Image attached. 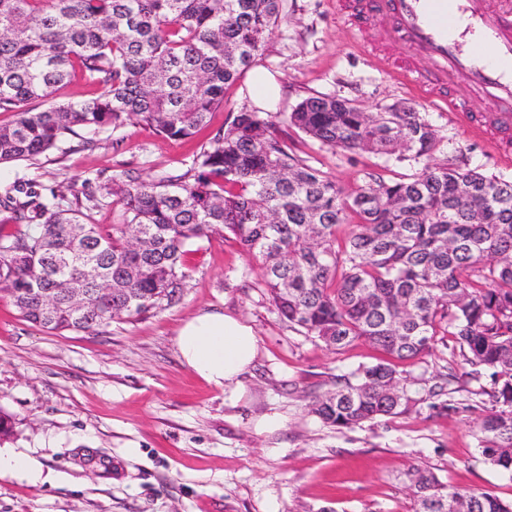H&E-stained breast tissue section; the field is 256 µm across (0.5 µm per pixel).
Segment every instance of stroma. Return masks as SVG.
I'll return each mask as SVG.
<instances>
[{"instance_id": "1", "label": "stroma", "mask_w": 512, "mask_h": 512, "mask_svg": "<svg viewBox=\"0 0 512 512\" xmlns=\"http://www.w3.org/2000/svg\"><path fill=\"white\" fill-rule=\"evenodd\" d=\"M381 37L377 21L349 17L339 0H284L258 62L283 87L276 113L312 95L371 112L411 107L436 129L438 158L512 178V165L501 164L482 138L422 100L396 68L380 65ZM252 106L242 81L192 138L166 139L131 122L101 132L90 148L70 139L38 162L0 165V194L31 182L43 198H68L96 193L116 175L183 173ZM278 128L299 156L347 187L367 172L387 178L420 168L387 155L328 151L286 123ZM187 262L178 304L99 334L46 332L0 298V411L14 419L0 448L28 455L43 470L37 482L0 474V512H410L403 474L413 465L512 502V477L485 460L475 432L492 405L490 372L472 373L453 337H439L411 368L433 382L449 377L443 395L338 429L311 413L313 400L335 389L337 376L377 362L379 351L362 340L334 350L291 328L272 310L261 261L233 239L202 241ZM202 310L241 318L260 340L241 398L180 360L177 329ZM272 412L284 416V426L257 431L256 420Z\"/></svg>"}]
</instances>
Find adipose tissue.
<instances>
[{"instance_id":"1","label":"adipose tissue","mask_w":512,"mask_h":512,"mask_svg":"<svg viewBox=\"0 0 512 512\" xmlns=\"http://www.w3.org/2000/svg\"><path fill=\"white\" fill-rule=\"evenodd\" d=\"M176 344L188 369L208 383L239 391L253 366L259 339L252 327L220 311H202L178 330Z\"/></svg>"}]
</instances>
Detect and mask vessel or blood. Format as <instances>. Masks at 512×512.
Masks as SVG:
<instances>
[{"instance_id":"obj_1","label":"vessel or blood","mask_w":512,"mask_h":512,"mask_svg":"<svg viewBox=\"0 0 512 512\" xmlns=\"http://www.w3.org/2000/svg\"><path fill=\"white\" fill-rule=\"evenodd\" d=\"M382 23L383 48L401 47L399 66L409 83L448 103L451 116L470 132L490 137L503 160L512 134V0H369ZM462 83L493 103L472 119L466 98L449 86Z\"/></svg>"}]
</instances>
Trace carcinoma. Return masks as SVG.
I'll list each match as a JSON object with an SVG mask.
<instances>
[{"mask_svg":"<svg viewBox=\"0 0 512 512\" xmlns=\"http://www.w3.org/2000/svg\"><path fill=\"white\" fill-rule=\"evenodd\" d=\"M282 9L283 0H0V112L14 113L0 125V165L47 156L80 131L91 147L133 119L170 139L194 136L261 58ZM77 73L100 93L53 101ZM269 117L242 110L185 172L113 176L67 207L6 190L13 229L0 232V297L50 333L99 332L176 305L191 247L230 234L262 261L280 317L330 348L364 340L383 353L338 378L312 413L351 428L409 411L415 378L399 364L452 336L470 365L491 371L495 408L478 440L512 476V179L433 158L436 132L413 109L310 96L287 121L321 147L428 159L410 175L368 173L345 187L294 155ZM109 199L120 214L106 230L93 211ZM104 286L112 293L96 292ZM70 288L86 289L81 315ZM407 478L413 512H512L419 466Z\"/></svg>","mask_w":512,"mask_h":512,"instance_id":"cac0c4a2","label":"carcinoma"}]
</instances>
